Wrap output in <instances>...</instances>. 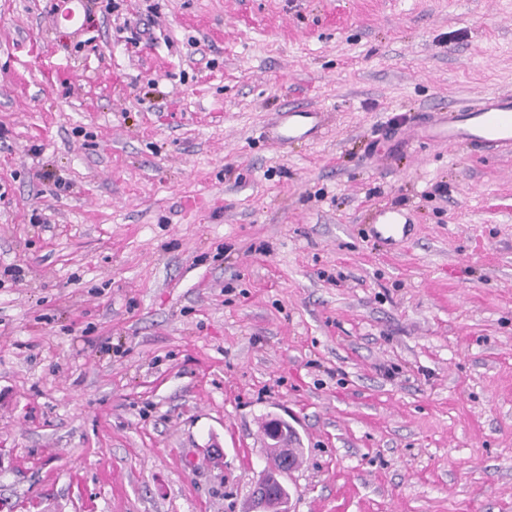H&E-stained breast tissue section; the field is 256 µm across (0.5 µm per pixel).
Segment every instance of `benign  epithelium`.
Returning a JSON list of instances; mask_svg holds the SVG:
<instances>
[{"mask_svg": "<svg viewBox=\"0 0 512 512\" xmlns=\"http://www.w3.org/2000/svg\"><path fill=\"white\" fill-rule=\"evenodd\" d=\"M267 452H277L285 458V463L274 466L266 463L260 471L253 490V503L256 512H290L287 504L290 493L282 481L283 475L293 469L292 454L289 447L291 430L284 425H269L264 429Z\"/></svg>", "mask_w": 512, "mask_h": 512, "instance_id": "7a95c632", "label": "benign epithelium"}]
</instances>
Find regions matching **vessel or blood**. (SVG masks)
<instances>
[{"mask_svg":"<svg viewBox=\"0 0 512 512\" xmlns=\"http://www.w3.org/2000/svg\"><path fill=\"white\" fill-rule=\"evenodd\" d=\"M325 120L319 108L289 107L275 125L272 138L287 144L288 140L318 133ZM438 122L449 143L473 151L512 155V93L484 97L465 106L448 105ZM370 231L374 237L394 244L404 240L407 225L400 210L381 208L372 216Z\"/></svg>","mask_w":512,"mask_h":512,"instance_id":"1","label":"vessel or blood"}]
</instances>
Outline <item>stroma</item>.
<instances>
[{
  "label": "stroma",
  "mask_w": 512,
  "mask_h": 512,
  "mask_svg": "<svg viewBox=\"0 0 512 512\" xmlns=\"http://www.w3.org/2000/svg\"><path fill=\"white\" fill-rule=\"evenodd\" d=\"M119 3L0 0V512H512V0ZM437 114L448 144L512 155V93L480 98L465 106L448 103L445 112ZM280 117L272 132V139L281 145L288 144L291 139L318 133L326 120L325 112L313 106H291ZM372 235L388 244H396L407 237L408 225L402 221V212L395 208H381L372 216ZM294 429L286 428L283 424L279 428L274 425H267L264 435L267 448V461L260 471L253 490V503L256 512H290L286 507L290 493L282 481L283 475L294 468L291 464L294 448H288L291 440L295 439L290 435ZM280 453L285 463L274 466L270 463L272 452Z\"/></svg>",
  "instance_id": "1"
}]
</instances>
